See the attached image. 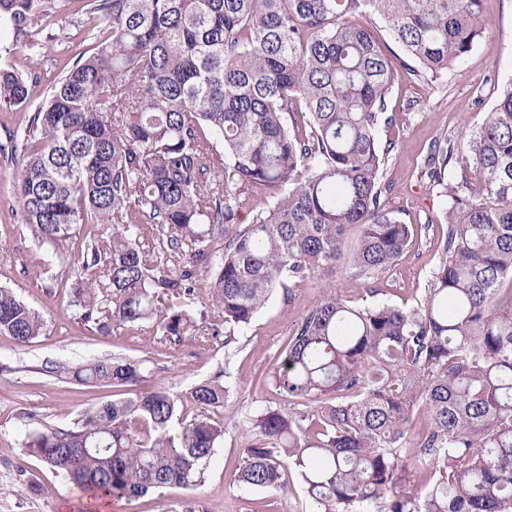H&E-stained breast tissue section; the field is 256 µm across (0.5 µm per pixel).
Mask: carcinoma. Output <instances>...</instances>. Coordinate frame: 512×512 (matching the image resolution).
Instances as JSON below:
<instances>
[{
  "label": "carcinoma",
  "instance_id": "cac0c4a2",
  "mask_svg": "<svg viewBox=\"0 0 512 512\" xmlns=\"http://www.w3.org/2000/svg\"><path fill=\"white\" fill-rule=\"evenodd\" d=\"M484 0H86L91 49L50 83L17 162L18 205L67 271L81 324L179 343L248 327L277 290L338 261L369 278L392 266L415 229L386 208L379 174L393 124L386 97L402 71L437 79L483 37ZM48 0H0V22L32 28ZM370 12L404 55L388 56ZM38 75L0 68V102L24 107ZM300 117L305 131H290ZM220 141L218 156L211 139ZM465 146L481 182L445 179L453 144L435 145L431 185L449 198L440 261L423 302L357 307L333 288L307 310L261 375L287 398L250 419L234 481L282 488L300 471L314 512H512V80ZM270 212L236 223L246 191ZM77 224L97 232L81 246ZM360 227L343 257L346 228ZM209 310H193L199 270ZM45 319L0 288V332L20 345ZM45 375L126 387L70 428L25 449L93 495L128 499L195 487L224 438L180 398L222 408L224 370L182 396L145 383L142 360L47 362ZM426 424L407 447L416 416ZM424 469L416 477L405 461Z\"/></svg>",
  "mask_w": 512,
  "mask_h": 512
}]
</instances>
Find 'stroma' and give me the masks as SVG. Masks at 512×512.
I'll return each instance as SVG.
<instances>
[{"mask_svg":"<svg viewBox=\"0 0 512 512\" xmlns=\"http://www.w3.org/2000/svg\"><path fill=\"white\" fill-rule=\"evenodd\" d=\"M83 0H53L40 27L43 54L30 56L10 26L0 27V65L40 74L29 107L0 106V287L11 289L43 314V333L21 346L0 332V512H77L81 493L63 474L39 457L26 454L27 432L48 426L68 428L85 410L112 400L115 391L42 374L45 361L77 365L105 356L147 360V383L174 393L224 368L231 391L218 411L181 402L178 412L191 419L208 415L223 424L224 439L205 466V479L191 489L166 488L121 500L123 512H312L297 471L286 473L285 489L246 488L233 474L243 461L247 439L243 426L282 398L258 377L270 368L295 324L332 287L359 306L389 304L410 307L422 301L440 260L447 226V200L424 173L435 143L456 146L447 177L474 175L465 136L480 127L495 105L502 86L512 79V0H484L485 37L465 59L438 80L404 77L387 95L391 126L381 128L380 141L394 142L381 171L386 204L404 223L414 225L413 244L386 271L370 278L354 275L345 263L322 279L296 286L291 297L274 294L252 323L238 333L233 350L223 337L170 342L160 335L132 331L102 336L82 326L70 304L63 267L55 250L39 241L23 224L17 205L14 155L24 149V130L35 107L47 94L49 77L65 72L74 57L87 51ZM67 50H58V42Z\"/></svg>","mask_w":512,"mask_h":512,"instance_id":"35a3bbf8","label":"stroma"}]
</instances>
